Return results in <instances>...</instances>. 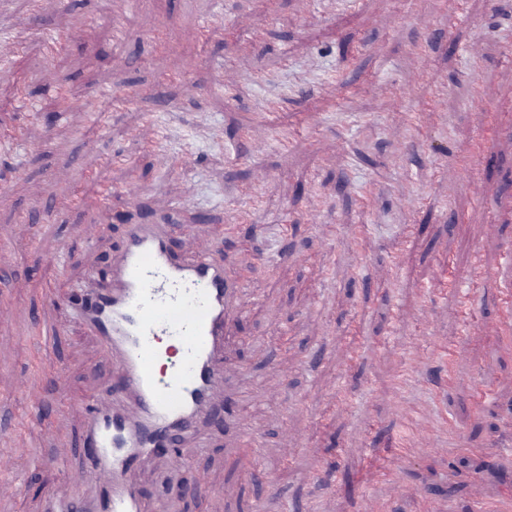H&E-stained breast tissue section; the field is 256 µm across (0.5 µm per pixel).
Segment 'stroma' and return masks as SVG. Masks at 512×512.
<instances>
[{"mask_svg":"<svg viewBox=\"0 0 512 512\" xmlns=\"http://www.w3.org/2000/svg\"><path fill=\"white\" fill-rule=\"evenodd\" d=\"M218 17L224 32L201 40ZM60 31L81 46L52 64L34 39ZM186 65L188 83L158 84ZM24 85L37 94L14 99ZM131 85L154 99L110 111L104 94ZM268 97L288 102V151L269 132L241 138ZM4 99L0 121L24 142L0 153V512H42L46 492L83 479L82 401L112 365L67 298L109 272L125 224L165 212L182 255L214 248L252 271L226 351L254 386L244 416L266 447L253 463L235 453L216 419L238 401L217 397L209 448L138 472L146 512L165 499L171 512H474L512 496V454L495 447L512 432V330L498 326L512 304V0H0ZM480 141L479 199L452 160ZM129 183L131 199L89 215L59 204ZM34 210L43 221L19 223ZM401 402L466 443L429 454L419 435L403 493ZM191 476L209 497L178 495Z\"/></svg>","mask_w":512,"mask_h":512,"instance_id":"stroma-1","label":"stroma"}]
</instances>
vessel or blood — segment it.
Returning <instances> with one entry per match:
<instances>
[{"label":"vessel or blood","instance_id":"obj_1","mask_svg":"<svg viewBox=\"0 0 512 512\" xmlns=\"http://www.w3.org/2000/svg\"><path fill=\"white\" fill-rule=\"evenodd\" d=\"M245 282L224 259L205 253L187 259L173 251L164 219L128 225L109 276L90 275L70 301L75 320L116 366L125 404L114 406L108 388L97 397L84 439L93 451L87 479L95 487L65 500L48 496L46 512H144L136 481L140 462L189 436L206 447L197 424L229 380L220 357ZM164 337L179 350L159 371ZM224 427L250 456L261 454L263 436L241 413L226 414Z\"/></svg>","mask_w":512,"mask_h":512}]
</instances>
